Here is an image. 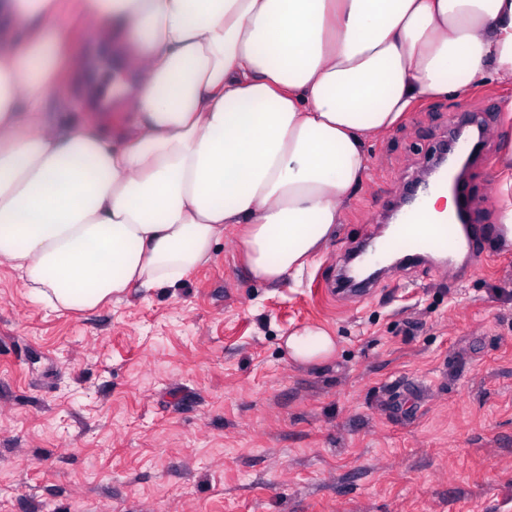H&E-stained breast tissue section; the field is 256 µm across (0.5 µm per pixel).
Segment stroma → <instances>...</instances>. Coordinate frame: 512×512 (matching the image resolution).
Wrapping results in <instances>:
<instances>
[{"label":"stroma","instance_id":"obj_1","mask_svg":"<svg viewBox=\"0 0 512 512\" xmlns=\"http://www.w3.org/2000/svg\"><path fill=\"white\" fill-rule=\"evenodd\" d=\"M506 100L493 83L428 99L369 141L334 236L275 285L232 230L176 287L82 313L0 263V512H512V245L330 290L456 114L485 115L468 180L497 227ZM311 324L337 348L303 364L284 341Z\"/></svg>","mask_w":512,"mask_h":512}]
</instances>
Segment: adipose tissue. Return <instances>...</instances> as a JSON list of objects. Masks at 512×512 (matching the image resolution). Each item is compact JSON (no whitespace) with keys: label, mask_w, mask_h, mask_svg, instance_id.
Listing matches in <instances>:
<instances>
[{"label":"adipose tissue","mask_w":512,"mask_h":512,"mask_svg":"<svg viewBox=\"0 0 512 512\" xmlns=\"http://www.w3.org/2000/svg\"><path fill=\"white\" fill-rule=\"evenodd\" d=\"M85 35L125 116L59 123ZM512 86V0H0V262L55 311L172 288L227 225L269 284L302 273L361 184L363 145L421 100ZM298 362L332 357L295 330Z\"/></svg>","instance_id":"1"}]
</instances>
